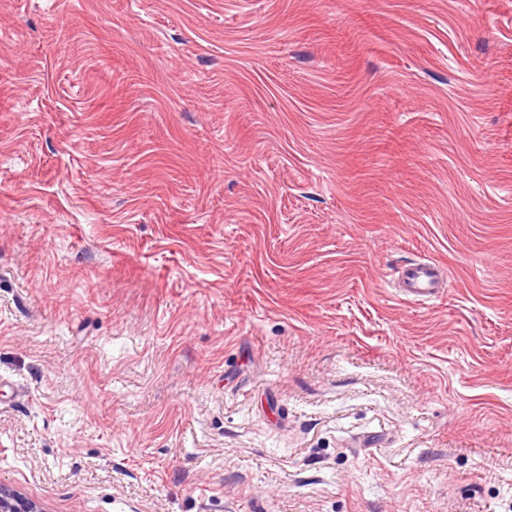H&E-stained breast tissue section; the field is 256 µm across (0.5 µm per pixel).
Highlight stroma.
Segmentation results:
<instances>
[{
	"label": "stroma",
	"mask_w": 512,
	"mask_h": 512,
	"mask_svg": "<svg viewBox=\"0 0 512 512\" xmlns=\"http://www.w3.org/2000/svg\"><path fill=\"white\" fill-rule=\"evenodd\" d=\"M0 483L512 512V0H0ZM447 282L438 268L430 263L408 267L402 275L401 294L407 299H435L445 291Z\"/></svg>",
	"instance_id": "35a3bbf8"
}]
</instances>
